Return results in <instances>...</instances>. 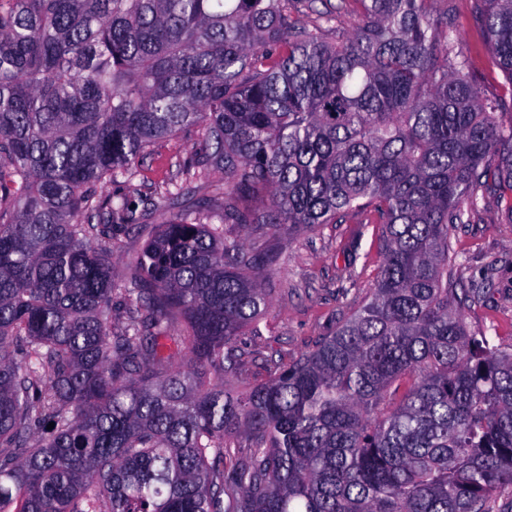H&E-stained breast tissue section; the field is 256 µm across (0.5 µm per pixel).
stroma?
I'll return each instance as SVG.
<instances>
[{
	"label": "stroma",
	"mask_w": 512,
	"mask_h": 512,
	"mask_svg": "<svg viewBox=\"0 0 512 512\" xmlns=\"http://www.w3.org/2000/svg\"><path fill=\"white\" fill-rule=\"evenodd\" d=\"M431 15L447 14L457 48L488 99L502 103L503 123L512 122V82L488 43L477 13L478 0H427ZM202 135L186 134L157 141L139 175L129 182L106 184V191L137 197L161 191L178 176V162L198 148ZM478 206L464 223L450 231L458 255L453 278L470 299L464 321L475 336L490 337L504 350L512 349V190L487 180L475 190ZM206 201L213 220L224 212V173L212 168L194 180L192 191L178 204L159 199L140 233L121 234L112 253V271L129 275L144 242L158 225ZM383 263L379 227L361 223L359 215L339 224H323L301 233L281 255L266 282L271 306L260 335L238 336L242 357L228 385L244 389L269 379L267 359L289 364L330 335L338 322L367 301Z\"/></svg>",
	"instance_id": "1"
}]
</instances>
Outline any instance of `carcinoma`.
<instances>
[{
    "label": "carcinoma",
    "instance_id": "cac0c4a2",
    "mask_svg": "<svg viewBox=\"0 0 512 512\" xmlns=\"http://www.w3.org/2000/svg\"><path fill=\"white\" fill-rule=\"evenodd\" d=\"M359 2L333 42L334 11L300 27L288 0H0V512H490L512 490V352L448 284L476 187L512 190V123L447 17ZM482 3L512 80V0ZM195 127L183 168L224 170L221 224L177 214L115 277L116 232L155 202L99 185ZM350 211L382 225L367 302L226 390L281 248L224 225Z\"/></svg>",
    "mask_w": 512,
    "mask_h": 512
}]
</instances>
